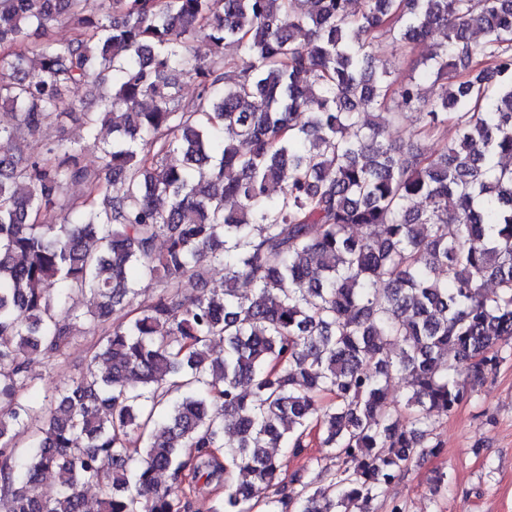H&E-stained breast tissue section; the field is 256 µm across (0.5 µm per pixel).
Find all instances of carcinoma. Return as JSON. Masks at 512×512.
I'll list each match as a JSON object with an SVG mask.
<instances>
[{
    "label": "carcinoma",
    "instance_id": "carcinoma-1",
    "mask_svg": "<svg viewBox=\"0 0 512 512\" xmlns=\"http://www.w3.org/2000/svg\"><path fill=\"white\" fill-rule=\"evenodd\" d=\"M84 3L0 0V512L92 487L100 512H189L202 480L213 512L257 483L264 512H374L512 343V0ZM381 37L435 50L399 80ZM67 122L82 139L28 151ZM212 262L224 287L186 295ZM86 335L85 371L32 399L29 355ZM312 437L320 486L274 452Z\"/></svg>",
    "mask_w": 512,
    "mask_h": 512
}]
</instances>
